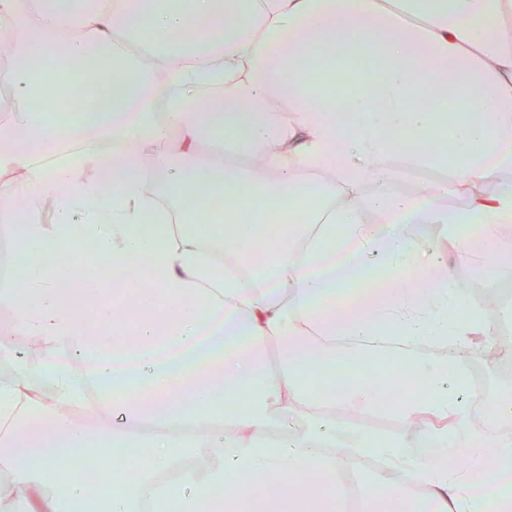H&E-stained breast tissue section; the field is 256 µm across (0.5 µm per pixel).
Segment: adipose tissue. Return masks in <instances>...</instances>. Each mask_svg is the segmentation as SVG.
I'll return each instance as SVG.
<instances>
[{
  "instance_id": "adipose-tissue-1",
  "label": "adipose tissue",
  "mask_w": 512,
  "mask_h": 512,
  "mask_svg": "<svg viewBox=\"0 0 512 512\" xmlns=\"http://www.w3.org/2000/svg\"><path fill=\"white\" fill-rule=\"evenodd\" d=\"M119 16L137 51L115 38ZM0 29L22 43L0 67L22 102L0 118V163L24 173L21 188L0 185V225L24 247L28 282H1L0 301L11 304L19 335L46 353L71 348L87 365L78 375L60 363L48 404L32 385L43 368L0 384V464L13 474L0 512L18 499L61 512L77 491L61 454L104 465L141 433L148 442L136 466L103 491L112 512L146 503L153 512H210L219 489L225 512H297L302 501L334 512L337 478L359 483L368 456L383 469L359 493L360 512L403 504L408 483L426 490L411 512H512V445L495 441L494 420L468 421L466 394L448 383L458 374L451 359L415 352L424 340L490 345L498 333L471 309L446 260L413 235L419 224L449 236L471 227L464 248L477 276L492 286L512 279V240L501 234L512 189L498 185L512 162V0H0ZM145 56L184 57L171 73L177 97L157 96ZM49 57L110 74L90 124L49 120ZM90 129L124 143V153L33 165ZM421 167L435 177L420 185L426 202L417 207L394 185ZM149 172L163 176L167 207L146 195ZM210 192L223 193L222 216L188 207L172 225V202ZM448 194L459 209L437 207ZM49 201L54 221L39 223ZM272 209L281 223H267ZM304 212L313 228L300 224ZM76 237L94 240L105 260L82 280L95 306L86 323L46 275ZM228 255L262 258L278 276L225 275ZM130 271L131 296L107 304ZM376 325L403 346L409 399L399 417L422 421L431 453H415L403 433L325 427L312 412L380 405V382L328 386L343 360L337 340L364 339ZM90 381L99 390L87 421L57 413ZM182 428L199 430L193 448H181ZM186 455L207 468L158 482Z\"/></svg>"
}]
</instances>
